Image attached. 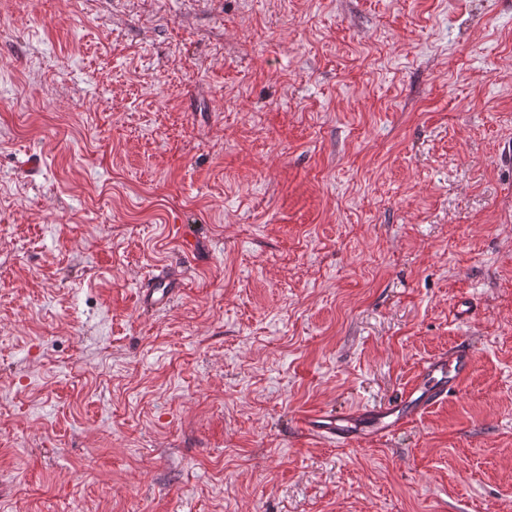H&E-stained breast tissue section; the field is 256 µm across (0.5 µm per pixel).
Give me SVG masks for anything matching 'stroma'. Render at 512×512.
Wrapping results in <instances>:
<instances>
[{
	"label": "stroma",
	"instance_id": "obj_1",
	"mask_svg": "<svg viewBox=\"0 0 512 512\" xmlns=\"http://www.w3.org/2000/svg\"><path fill=\"white\" fill-rule=\"evenodd\" d=\"M508 145L512 0H0V512H512ZM176 291L177 288L170 281L158 279L149 288L142 290L141 305L150 310L165 308L171 303ZM472 360L470 348L459 346L448 357L430 361L397 403L349 414H337L333 408L303 411L297 417V424L306 434L328 438L338 446H348L362 430L387 437L456 390L469 372Z\"/></svg>",
	"mask_w": 512,
	"mask_h": 512
}]
</instances>
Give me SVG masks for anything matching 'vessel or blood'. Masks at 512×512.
<instances>
[{
  "mask_svg": "<svg viewBox=\"0 0 512 512\" xmlns=\"http://www.w3.org/2000/svg\"><path fill=\"white\" fill-rule=\"evenodd\" d=\"M174 294L170 281L159 279L143 289L141 305L150 310L164 308L169 306ZM472 360L470 348L459 346L448 356L430 361L397 403L349 414L336 413L332 408L308 410L298 415L297 424L306 434L330 439L340 446L349 445L363 430L379 437L389 436L442 401L448 392L456 390L469 372Z\"/></svg>",
  "mask_w": 512,
  "mask_h": 512,
  "instance_id": "b4317fda",
  "label": "vessel or blood"
}]
</instances>
